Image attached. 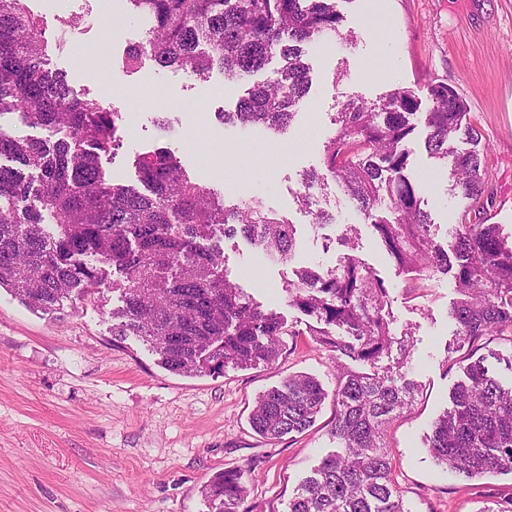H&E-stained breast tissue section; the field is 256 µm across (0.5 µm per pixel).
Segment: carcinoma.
Wrapping results in <instances>:
<instances>
[{
  "label": "carcinoma",
  "mask_w": 512,
  "mask_h": 512,
  "mask_svg": "<svg viewBox=\"0 0 512 512\" xmlns=\"http://www.w3.org/2000/svg\"><path fill=\"white\" fill-rule=\"evenodd\" d=\"M30 0H0V116L15 113L53 138H17L0 130V288L34 312L54 314L65 304L96 298L104 267L122 305L112 310V346L129 336L146 342L165 370L187 377L215 376L227 364L273 363L284 337L301 336L328 352L370 367L337 369L330 436L338 451L324 457L288 498V512H408L392 472L388 425L418 400V385L402 369L411 335L392 332L384 281L356 255L349 226L324 236L323 249L340 248L337 264L303 268L287 282L288 305L314 323L301 330L253 303L224 272L223 242L237 236L283 263L292 261L296 227L268 212L258 198L225 205L220 193L192 181L167 148L137 155L145 191L115 184L102 161L120 148L122 116L76 93L50 67L42 17ZM129 15L145 19V44L126 52L135 68L149 52L161 67L205 80L214 69L229 81L281 60L277 78L258 82L223 124L281 133L293 124L312 84L309 48L340 33L335 0H125ZM54 49L67 47L73 17L57 19ZM425 148L446 164L453 189L468 201L451 239L435 241L421 208L422 184L409 172L408 143L417 129V100L396 89L376 102L349 99L334 118L337 131L323 145V167L305 173L300 206L313 227L336 216L313 209L315 193L338 188L370 221L388 256L410 280L452 274L457 324L447 348L463 378L451 392L452 408L433 424L427 448L465 480L512 474V386L504 387L472 353L489 339L512 349V243L501 225L486 223L493 206L485 196L484 153L467 107L442 82L428 84ZM471 147L461 150L457 141ZM387 204L391 218L377 214ZM54 225V232L44 225ZM334 326L343 335H333ZM328 397L315 377L292 374L259 395L253 430L271 442L310 429ZM244 473L228 468L203 487L208 512H239Z\"/></svg>",
  "instance_id": "1"
}]
</instances>
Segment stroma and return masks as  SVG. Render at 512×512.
<instances>
[{"label":"stroma","instance_id":"35a3bbf8","mask_svg":"<svg viewBox=\"0 0 512 512\" xmlns=\"http://www.w3.org/2000/svg\"><path fill=\"white\" fill-rule=\"evenodd\" d=\"M350 39L331 35L307 58L312 86L293 126L273 135L221 124L216 112L235 111L254 82L276 78L272 60L253 79L229 81L221 71L200 80L143 58L135 70L121 61L145 37L127 18L123 0H31L55 40L56 16L82 26L52 62L68 84L124 120L123 145L104 161L113 182L137 185L134 160L154 146L174 151L190 176L218 189L225 203L262 198L295 224L292 262L262 255L242 239L224 243V269L253 301L305 328L307 315L288 305L284 285L302 267L329 268L336 251L323 235L346 225L359 233L358 255L389 288L395 331L414 340L410 377L422 394L386 432L392 469L407 512H482L512 499V475L464 480L436 464L424 439L451 406L460 378L447 369L455 325L448 315L457 294L451 276L415 283L394 262L344 195L331 200L333 225L319 230L295 194L303 171L321 168L323 145L343 101L379 100L413 90L420 112L432 103L426 87L442 80L466 101L468 118L487 148L485 185L494 198L490 221L512 232V0H336ZM168 119L169 130L157 125ZM424 128L409 143L410 171L423 184L421 206L443 242L467 202L450 189L448 170L430 158ZM104 303L79 302L46 316L0 292V512H207L201 489L217 473L238 468L249 493L245 512H287L295 486L335 451L328 434L334 404L325 401L314 426L269 442L249 416L258 395L294 373L336 389V357L303 336L292 354L272 364L226 365L218 376L186 377L157 363L136 337L112 345Z\"/></svg>","mask_w":512,"mask_h":512}]
</instances>
